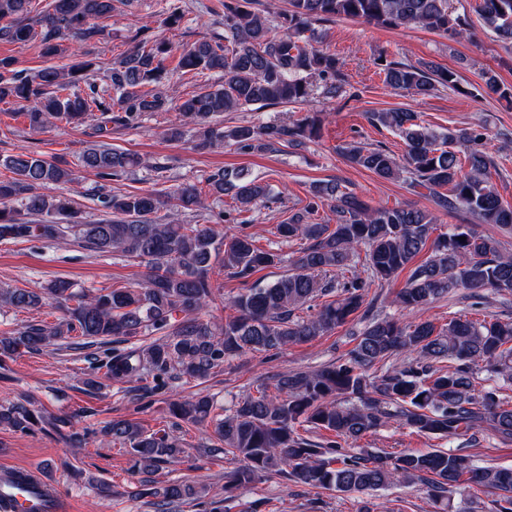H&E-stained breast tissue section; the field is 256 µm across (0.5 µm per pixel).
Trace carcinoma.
<instances>
[{"instance_id": "obj_1", "label": "carcinoma", "mask_w": 512, "mask_h": 512, "mask_svg": "<svg viewBox=\"0 0 512 512\" xmlns=\"http://www.w3.org/2000/svg\"><path fill=\"white\" fill-rule=\"evenodd\" d=\"M35 0H0V39L25 44L39 39L41 54L61 52L69 36L90 41L102 35L95 24L114 11V0H49L36 10ZM449 0H288V9L271 21L250 9L251 0H224V42L202 40L178 56L174 70L209 71L220 81L182 99L151 88L168 70L171 47L162 40L138 42L109 69L116 97L105 96L91 78L94 62L77 60L68 68L53 65L33 72L17 71L9 57L0 58V102L12 103L30 129L39 132L56 120L80 122L97 111L102 123L122 112L127 125L147 113L177 112L178 122L166 132L177 141L185 127L195 126V147L206 150L229 142L241 151L255 146L276 149L304 146L320 134L321 120L305 116L291 123L238 126L228 132L214 118L249 106L302 104L310 93L309 78L322 82L321 94L336 96L343 79L332 54L302 43L316 24L357 18L382 27L414 25L450 37L466 32V18L452 16ZM482 25L498 41L512 46V0H479ZM384 83L395 90L426 96L437 86L453 87L456 73L428 63L389 61ZM483 91L502 99L512 87L491 72L483 75ZM371 120L397 132L406 150L398 160L382 148L351 144L348 161L383 179H402L414 190L429 191L434 205L470 214L481 224L512 231V208L502 205L490 184L492 157L485 134L474 127L438 133L418 123L413 112H374ZM463 147L459 151L455 146ZM138 165L131 153L92 143L76 166L110 180ZM0 240H53L66 234L100 253L120 252L149 268L135 288L101 289L88 293L67 280L44 288L0 287V308L36 309L53 300L60 311L51 324L30 323L10 336H0V369L21 353L51 345L95 348L86 356L82 384L101 387V379L125 385L142 402L169 392L184 378H204L224 362L246 353L280 350L305 343L344 324L358 312L371 282H390L405 270L406 284L396 295L399 306L419 311L459 289L489 288L512 293V255L500 240L474 224H454L434 235L437 217L427 208L406 204L370 207L338 184L318 183L304 212L277 225L284 239L309 241L295 269L270 285L244 288L230 297L234 315L216 324L201 318L219 292L210 276L219 265L237 278L281 262L263 251L245 232L230 235L208 224H163L156 214L173 199L185 210L203 206V188L195 182L177 185L167 196L155 192H103L100 203L108 217L80 219V211L63 194L43 190L74 180V170L55 157L20 149L0 155ZM206 184L217 197L232 194L237 210L249 211L266 198L270 185L244 170H219ZM328 203L334 224L307 221L318 203ZM431 247L421 263L416 258ZM364 258L367 277L353 270ZM352 269L342 286L321 281L330 271ZM342 289L307 320L294 319L305 303ZM140 345L122 347L133 339ZM402 353L411 355L400 367L379 374L370 369ZM512 381V322L454 318L439 329L429 321L401 323L385 317L371 322L356 337L348 360L315 371H286L276 377L274 394L267 391L238 399L215 423L205 453L228 458L236 466L225 475L224 492L247 491L262 476L277 475L314 489L341 493L377 491L396 481L419 482L429 496L445 500L456 491H494L495 512H512V467L482 466L471 456L445 449L351 453L346 446L377 429L386 419L425 435L455 437L490 431L512 440V402L493 381ZM213 401L199 396L169 403L171 426L199 424L211 417ZM48 424L59 435L66 417L15 403L0 405V425L28 434ZM324 430L331 437L314 441L301 427ZM102 436L126 448L135 473L142 476L141 495L153 496L155 512H172L194 504L198 512H224L223 501L204 499L192 481L155 487L153 475L180 460L183 448L171 432L150 431L141 423L115 419L98 430L66 435L73 447Z\"/></svg>"}]
</instances>
